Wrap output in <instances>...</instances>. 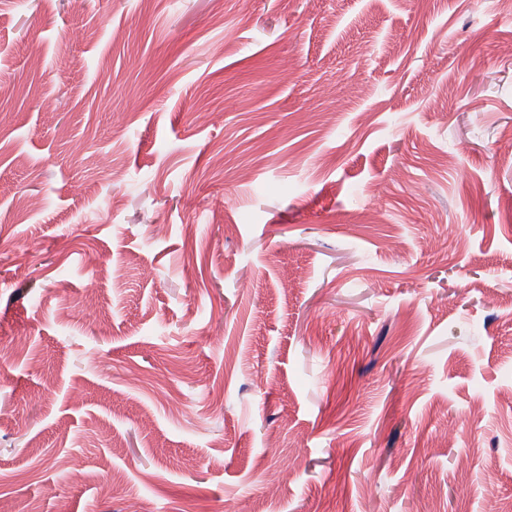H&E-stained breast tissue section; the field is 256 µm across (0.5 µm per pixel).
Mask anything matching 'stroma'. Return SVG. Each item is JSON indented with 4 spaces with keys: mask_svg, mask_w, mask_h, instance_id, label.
<instances>
[{
    "mask_svg": "<svg viewBox=\"0 0 512 512\" xmlns=\"http://www.w3.org/2000/svg\"><path fill=\"white\" fill-rule=\"evenodd\" d=\"M1 81L0 512H512V0H0Z\"/></svg>",
    "mask_w": 512,
    "mask_h": 512,
    "instance_id": "obj_1",
    "label": "stroma"
}]
</instances>
